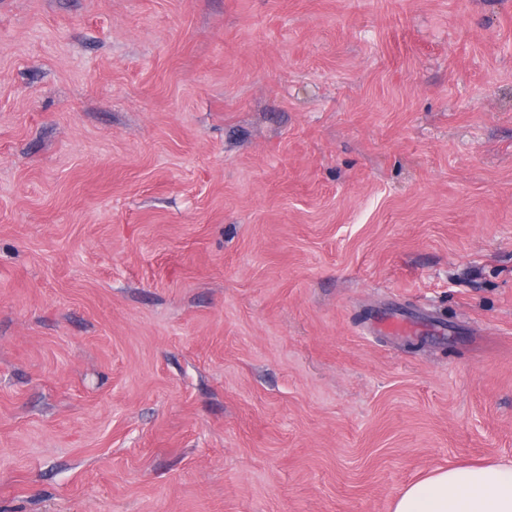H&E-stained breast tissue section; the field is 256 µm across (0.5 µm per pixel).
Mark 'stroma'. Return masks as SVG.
<instances>
[{
  "mask_svg": "<svg viewBox=\"0 0 512 512\" xmlns=\"http://www.w3.org/2000/svg\"><path fill=\"white\" fill-rule=\"evenodd\" d=\"M491 460L512 0H0V512H392Z\"/></svg>",
  "mask_w": 512,
  "mask_h": 512,
  "instance_id": "1",
  "label": "stroma"
}]
</instances>
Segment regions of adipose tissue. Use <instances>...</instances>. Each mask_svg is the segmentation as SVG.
Listing matches in <instances>:
<instances>
[{
    "label": "adipose tissue",
    "instance_id": "obj_1",
    "mask_svg": "<svg viewBox=\"0 0 512 512\" xmlns=\"http://www.w3.org/2000/svg\"><path fill=\"white\" fill-rule=\"evenodd\" d=\"M393 512H512V462L436 470L409 485Z\"/></svg>",
    "mask_w": 512,
    "mask_h": 512
}]
</instances>
